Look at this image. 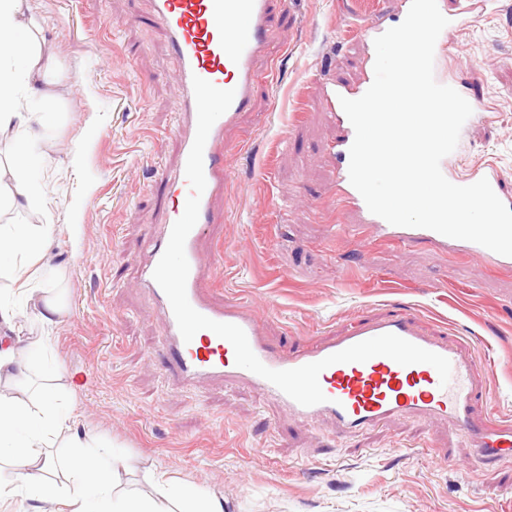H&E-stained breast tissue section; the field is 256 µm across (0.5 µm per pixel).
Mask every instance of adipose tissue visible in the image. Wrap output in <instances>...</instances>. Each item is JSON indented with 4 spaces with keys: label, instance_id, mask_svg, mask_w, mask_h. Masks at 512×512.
I'll use <instances>...</instances> for the list:
<instances>
[{
    "label": "adipose tissue",
    "instance_id": "ef3b65f1",
    "mask_svg": "<svg viewBox=\"0 0 512 512\" xmlns=\"http://www.w3.org/2000/svg\"><path fill=\"white\" fill-rule=\"evenodd\" d=\"M37 24L25 12V0H0V42L13 55L26 62L16 72L0 67V136L11 138L17 167L13 201H31L35 186L28 176L29 145L37 135L34 113L20 111L16 91L25 86L30 95L41 92L44 78ZM43 339L24 336L0 338V378L17 383L26 380L23 360L42 348ZM44 409L31 408L18 399L0 398V459H6L16 471L20 488L0 486V499L23 491L31 499L56 497L69 512H172L173 503H182L181 512H224L221 499L197 500L192 489L178 486L164 478L156 480V494L150 498L118 497L113 493L117 474L123 468L119 449L100 447L93 435L71 441L61 459L65 486L46 479L49 457L44 451L47 437L60 431L67 417L49 409L51 394H44Z\"/></svg>",
    "mask_w": 512,
    "mask_h": 512
}]
</instances>
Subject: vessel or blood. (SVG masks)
<instances>
[{"label": "vessel or blood", "mask_w": 512, "mask_h": 512, "mask_svg": "<svg viewBox=\"0 0 512 512\" xmlns=\"http://www.w3.org/2000/svg\"><path fill=\"white\" fill-rule=\"evenodd\" d=\"M152 17L170 39L180 73L179 101L184 121L179 128L183 152H190L197 127V108L193 77H200L221 89L235 92L229 109L214 123L207 138L203 166L206 187L201 196L199 217L185 243L189 262L187 297L192 307L206 317L241 327L258 359L268 368H297L344 350L367 339L392 333L426 350L446 357L451 363L448 385H441L437 370L429 364L403 366L385 356L366 362L336 363L319 376L326 402L305 407L291 399L266 379L240 368L235 363L231 343L208 329L198 331L191 341H184L169 300L153 278L154 269L170 238L175 221L183 214L191 193L184 169L167 175L171 204L167 209L163 231L150 245L142 262L141 284L152 295L156 313L161 319L170 370L175 388L187 390L204 378H221L235 383L247 380L275 399L300 422L320 417L335 420L340 430L357 433L377 426L389 418L418 412L446 418L449 425L466 440L471 456L489 464L512 458V427L485 420L475 422L474 412L480 399L479 380L483 370L477 358L460 345L437 340L420 332L409 314H392L346 328L330 341L314 344L299 352L284 355L265 343L260 323L252 308L236 302L214 305L203 294V285L215 263L201 253L199 241L207 224L212 223L211 202L223 192L228 180L224 156L215 149L225 133L236 128L243 115L250 111L252 92L257 81L255 58L268 51L269 0H149ZM362 89L336 87L328 99V107L340 126L336 143L342 159L338 177L347 204L365 212L368 223L381 235L404 242L426 239L438 246H448L450 239L424 228L394 226L374 214L348 175L349 149L355 132L342 109L341 98L356 99Z\"/></svg>", "instance_id": "1"}]
</instances>
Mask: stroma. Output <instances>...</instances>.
I'll list each match as a JSON object with an SVG mask.
<instances>
[{
  "instance_id": "1",
  "label": "stroma",
  "mask_w": 512,
  "mask_h": 512,
  "mask_svg": "<svg viewBox=\"0 0 512 512\" xmlns=\"http://www.w3.org/2000/svg\"><path fill=\"white\" fill-rule=\"evenodd\" d=\"M402 0H271L270 49L256 62L252 108L226 137L228 184L201 241L219 263V304L242 298L268 344L297 352L346 326L408 313L425 331L491 357L478 419L512 425V264L377 235L345 208L326 97L358 87L375 62L364 27H393ZM52 69L42 96L18 94L46 123L32 145L39 194L9 204L16 159L0 151V226L52 232L40 270L18 292L0 272V302L23 335L41 336L39 299L57 303L41 362L25 388L0 391L38 407L55 389L72 406L53 450L91 431L119 448L116 493L153 492L167 473L222 499L224 512H512V460L472 462L446 420L398 415L354 437L335 422L300 423L255 385L168 386L164 326L136 259L168 206L162 177L178 167V65L149 0H28ZM434 73L491 111L461 131L450 174L493 165L512 198V0L450 30Z\"/></svg>"
}]
</instances>
